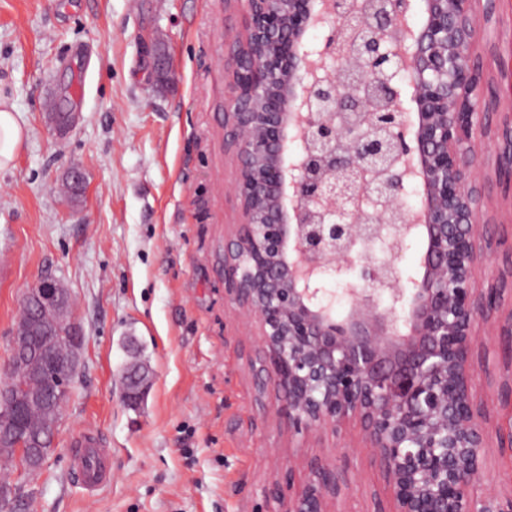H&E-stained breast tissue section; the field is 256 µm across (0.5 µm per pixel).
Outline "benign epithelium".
<instances>
[{
  "instance_id": "1",
  "label": "benign epithelium",
  "mask_w": 512,
  "mask_h": 512,
  "mask_svg": "<svg viewBox=\"0 0 512 512\" xmlns=\"http://www.w3.org/2000/svg\"><path fill=\"white\" fill-rule=\"evenodd\" d=\"M245 38L233 52L224 125L236 148L233 191L243 222L224 243V294L258 325V392L274 386L278 414L296 435L360 424L390 496V512H512V495H474L481 478L487 404L473 368L474 328L498 311L512 270L478 286L491 253L478 222L488 177L465 145L494 119L483 66L473 54L491 20L475 0H247ZM327 29L320 42L307 34ZM416 121L403 107L405 92ZM512 181V121L505 124ZM422 178L419 206L407 184ZM421 235L420 271L403 277L407 238ZM380 245L385 259L370 257ZM343 285L348 314L337 319ZM28 294L45 340L39 374L53 392L74 385L83 337L57 355L53 327L70 321L63 289L42 278ZM23 337L13 336L0 402L25 413L38 400L13 385ZM142 378L122 380L137 399ZM11 451L31 472L51 449L18 440ZM281 497L282 512H330L335 459Z\"/></svg>"
}]
</instances>
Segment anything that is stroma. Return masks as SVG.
<instances>
[{"label":"stroma","mask_w":512,"mask_h":512,"mask_svg":"<svg viewBox=\"0 0 512 512\" xmlns=\"http://www.w3.org/2000/svg\"><path fill=\"white\" fill-rule=\"evenodd\" d=\"M246 15L245 0H0V101L25 130L0 169V364L26 291L45 275L70 294L84 336L55 450L36 476L10 466L12 512H279L275 483L302 484L337 445L348 452L331 512H388L358 427L293 437L275 391L257 397V327L224 296V239L242 221L224 109ZM475 53L499 112L512 113V0H496ZM70 111L75 122L62 125ZM478 157L491 177L484 284L512 266V188L495 178L493 137ZM500 328L479 324L473 357L493 433L512 423L498 395L512 375ZM133 361L148 369L135 406L120 382ZM89 427L112 450V480L93 500L72 445ZM480 488L512 494L511 453L487 448Z\"/></svg>","instance_id":"stroma-1"}]
</instances>
